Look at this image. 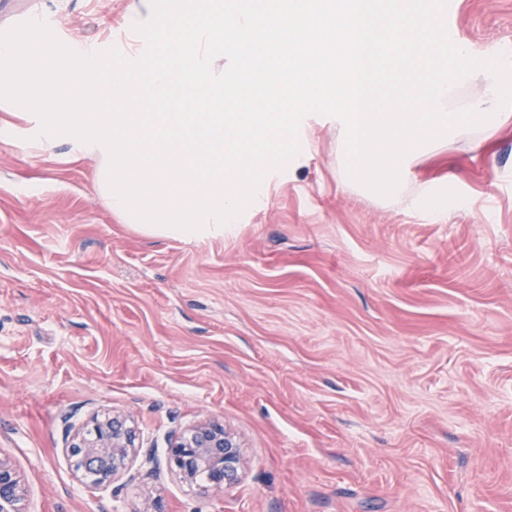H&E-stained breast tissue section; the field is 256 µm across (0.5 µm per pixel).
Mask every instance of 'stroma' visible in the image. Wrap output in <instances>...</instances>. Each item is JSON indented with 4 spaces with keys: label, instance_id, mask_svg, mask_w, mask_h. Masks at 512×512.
<instances>
[{
    "label": "stroma",
    "instance_id": "35a3bbf8",
    "mask_svg": "<svg viewBox=\"0 0 512 512\" xmlns=\"http://www.w3.org/2000/svg\"><path fill=\"white\" fill-rule=\"evenodd\" d=\"M67 45L137 40L149 0H32ZM454 44L512 59V0H452ZM0 133V455L25 512H512V122L404 173L465 206L407 209L349 179L335 117L236 229L197 242L120 224L96 157ZM119 412L139 454L106 487L64 451ZM202 420L242 477L202 492L167 463Z\"/></svg>",
    "mask_w": 512,
    "mask_h": 512
}]
</instances>
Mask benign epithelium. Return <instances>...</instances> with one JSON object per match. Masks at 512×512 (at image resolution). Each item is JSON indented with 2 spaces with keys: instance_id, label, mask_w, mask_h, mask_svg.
<instances>
[{
  "instance_id": "benign-epithelium-1",
  "label": "benign epithelium",
  "mask_w": 512,
  "mask_h": 512,
  "mask_svg": "<svg viewBox=\"0 0 512 512\" xmlns=\"http://www.w3.org/2000/svg\"><path fill=\"white\" fill-rule=\"evenodd\" d=\"M136 432L129 416L114 413L92 418L76 430L66 448L80 479L102 487L122 475L137 452ZM170 466L186 482L205 475L201 488L222 493L239 480L242 449L224 426L203 421L176 436L168 448ZM25 489L13 463L0 456V512H23Z\"/></svg>"
}]
</instances>
